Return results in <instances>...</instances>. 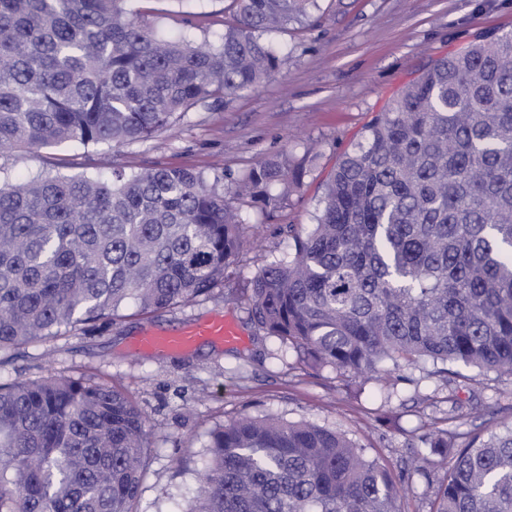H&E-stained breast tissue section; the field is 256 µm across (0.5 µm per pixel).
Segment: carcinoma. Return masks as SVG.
I'll return each mask as SVG.
<instances>
[{
    "label": "carcinoma",
    "instance_id": "carcinoma-1",
    "mask_svg": "<svg viewBox=\"0 0 512 512\" xmlns=\"http://www.w3.org/2000/svg\"><path fill=\"white\" fill-rule=\"evenodd\" d=\"M131 0H0V158L31 147L149 138L199 104L228 103L282 64L261 35L316 0H230L217 44L144 23ZM310 150L259 162L232 195L268 209ZM278 193H271V189ZM242 217L202 173L155 166L0 185V351L181 306L224 281ZM241 296L254 326L313 369L512 374V34L428 67L366 127L327 182L315 223ZM148 425L109 383H0V512H138ZM433 512H512V423L455 446ZM188 512H400L389 471L347 434L239 417L211 434Z\"/></svg>",
    "mask_w": 512,
    "mask_h": 512
}]
</instances>
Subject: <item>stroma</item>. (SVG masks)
<instances>
[{"mask_svg":"<svg viewBox=\"0 0 512 512\" xmlns=\"http://www.w3.org/2000/svg\"><path fill=\"white\" fill-rule=\"evenodd\" d=\"M227 5L134 0L132 7L153 27L215 42L231 19ZM510 32L512 0H316L309 17L265 34L280 52L279 72L229 104L197 106L173 128L114 149L35 147L1 159L0 184L48 172L85 175L93 159L106 156L129 173L190 168L222 191L261 160L298 158L308 147L315 155L277 208L240 204L244 252L210 295L149 315L130 304L122 319L79 324L63 337L20 345L7 351L0 382L59 375L121 390L150 425L139 512H185L211 432L244 414L345 431L400 485L401 512H432L447 471L430 461L414 471L415 430L432 423L460 444L501 432L512 421V375L468 369L447 385L417 368L389 393L366 374L312 370L278 339L257 335L238 290L287 250L289 225L314 223L337 161L406 85L435 60ZM216 313L236 321L244 345L203 344L176 356L131 350L144 329H178Z\"/></svg>","mask_w":512,"mask_h":512,"instance_id":"35a3bbf8","label":"stroma"}]
</instances>
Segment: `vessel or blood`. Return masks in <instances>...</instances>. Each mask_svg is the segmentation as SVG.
Wrapping results in <instances>:
<instances>
[{
  "instance_id": "b4317fda",
  "label": "vessel or blood",
  "mask_w": 512,
  "mask_h": 512,
  "mask_svg": "<svg viewBox=\"0 0 512 512\" xmlns=\"http://www.w3.org/2000/svg\"><path fill=\"white\" fill-rule=\"evenodd\" d=\"M245 336L237 323L224 315L213 314L177 330L147 329L138 336L134 349L139 353L176 354L201 344L219 348L244 344Z\"/></svg>"
}]
</instances>
